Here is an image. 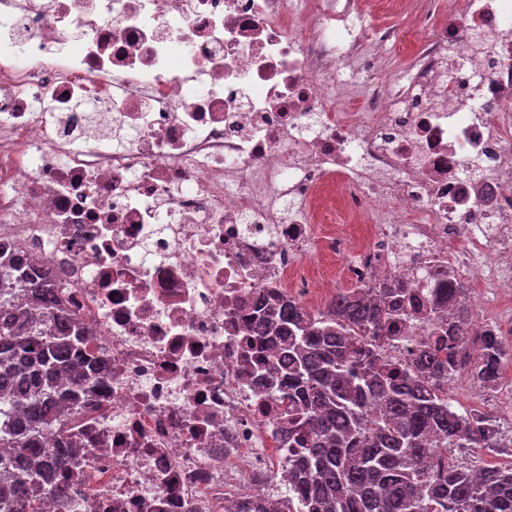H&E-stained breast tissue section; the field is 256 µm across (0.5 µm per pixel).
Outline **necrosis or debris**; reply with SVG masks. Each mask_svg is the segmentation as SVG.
Segmentation results:
<instances>
[{
  "mask_svg": "<svg viewBox=\"0 0 512 512\" xmlns=\"http://www.w3.org/2000/svg\"><path fill=\"white\" fill-rule=\"evenodd\" d=\"M407 9L0 0V250L53 271L103 378L65 410L79 512H274L290 405L275 345L250 367L264 296L316 316L337 282L395 277L512 335L491 308L512 288V0L398 27ZM401 43L398 83L347 78ZM328 206L347 219L326 230ZM447 333L417 313L375 342L409 368Z\"/></svg>",
  "mask_w": 512,
  "mask_h": 512,
  "instance_id": "1",
  "label": "necrosis or debris"
}]
</instances>
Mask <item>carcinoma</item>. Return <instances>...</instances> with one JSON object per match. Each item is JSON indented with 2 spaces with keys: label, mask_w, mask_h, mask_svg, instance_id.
Listing matches in <instances>:
<instances>
[{
  "label": "carcinoma",
  "mask_w": 512,
  "mask_h": 512,
  "mask_svg": "<svg viewBox=\"0 0 512 512\" xmlns=\"http://www.w3.org/2000/svg\"><path fill=\"white\" fill-rule=\"evenodd\" d=\"M26 283L39 308L14 297ZM420 301L400 281L381 288L371 303L347 293L315 323L290 301L267 306L252 326L279 340V366L288 394L303 400L288 419L286 436L300 455L288 469V497L280 512H512V466L483 470L429 461L450 448H498L501 437L487 415L463 417L433 383L457 374L458 344L470 336L467 305L448 314V346L425 343L412 373L380 361L362 336L401 330L407 309ZM470 381L494 389L507 345L479 335ZM82 332L59 309L54 276L21 274L13 256L0 254V458L13 461L12 479H0V512H29L34 498H54L69 512V479L79 451L43 447L46 432L62 433L61 404L93 396L101 380L76 350Z\"/></svg>",
  "instance_id": "cac0c4a2"
}]
</instances>
